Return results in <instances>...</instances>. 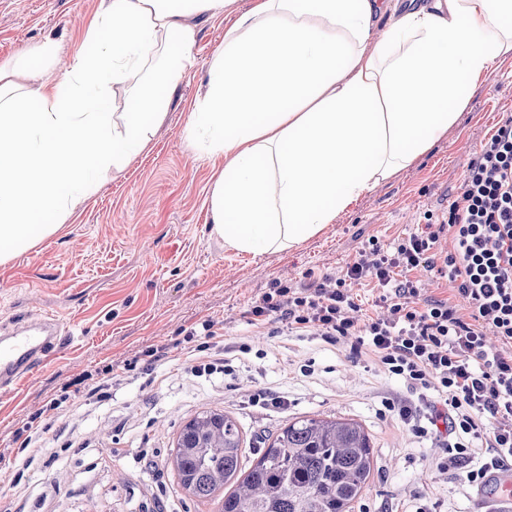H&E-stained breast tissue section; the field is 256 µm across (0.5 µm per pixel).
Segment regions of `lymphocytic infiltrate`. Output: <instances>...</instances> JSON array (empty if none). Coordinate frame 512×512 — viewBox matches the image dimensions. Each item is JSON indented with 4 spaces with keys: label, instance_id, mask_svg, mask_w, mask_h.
Returning a JSON list of instances; mask_svg holds the SVG:
<instances>
[{
    "label": "lymphocytic infiltrate",
    "instance_id": "lymphocytic-infiltrate-1",
    "mask_svg": "<svg viewBox=\"0 0 512 512\" xmlns=\"http://www.w3.org/2000/svg\"><path fill=\"white\" fill-rule=\"evenodd\" d=\"M448 251H436L441 235ZM446 277L455 299L422 298L413 270ZM378 292L387 315L359 317L352 285ZM248 325L288 330L383 364L416 394L390 404L419 438L437 439L443 470H464L471 449L493 451L465 481L484 484L491 469L512 464V113L471 160L460 193L440 223L427 224L386 250L360 251L338 278L284 285L254 299ZM193 375H233L224 324L207 320L187 331Z\"/></svg>",
    "mask_w": 512,
    "mask_h": 512
}]
</instances>
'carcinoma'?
<instances>
[{"label": "carcinoma", "instance_id": "obj_1", "mask_svg": "<svg viewBox=\"0 0 512 512\" xmlns=\"http://www.w3.org/2000/svg\"><path fill=\"white\" fill-rule=\"evenodd\" d=\"M242 444L232 415L204 410L181 427L165 467L188 496L219 499L217 512H350L372 471V441L362 424L303 416L258 449V460L230 491Z\"/></svg>", "mask_w": 512, "mask_h": 512}]
</instances>
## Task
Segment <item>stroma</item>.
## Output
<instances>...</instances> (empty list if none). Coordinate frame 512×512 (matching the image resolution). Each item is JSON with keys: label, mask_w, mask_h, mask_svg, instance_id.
<instances>
[{"label": "stroma", "mask_w": 512, "mask_h": 512, "mask_svg": "<svg viewBox=\"0 0 512 512\" xmlns=\"http://www.w3.org/2000/svg\"><path fill=\"white\" fill-rule=\"evenodd\" d=\"M99 0H0V61L50 39L67 68ZM192 65L165 100L149 145L132 153L54 234L0 265V322L33 313L61 319L60 353L0 388V505L10 512H215L186 498L164 460L180 427L203 410L233 415L243 432V468L261 437L305 415L354 419L372 436L374 469L354 512H473L476 488L439 466L442 449L385 414L405 396L382 364L351 362L344 350L255 331L242 319L254 297L305 273L337 275L370 241L390 246L440 219L466 169L503 115L512 112V55L489 69L448 131L413 164L340 212L299 247L262 256L226 250L211 236L209 192L223 168L184 136L190 114L224 46V18L195 17ZM222 321L246 343L235 374L194 377L177 341L181 330ZM167 349L146 374L147 353ZM139 368L110 398L91 396L124 364ZM312 372H303L305 364ZM273 391L287 407L253 399ZM69 393L48 432L53 458L19 470L17 433L52 398Z\"/></svg>", "instance_id": "stroma-1"}]
</instances>
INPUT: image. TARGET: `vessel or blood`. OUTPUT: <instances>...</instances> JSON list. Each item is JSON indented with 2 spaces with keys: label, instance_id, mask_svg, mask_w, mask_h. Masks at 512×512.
Here are the masks:
<instances>
[{
  "label": "vessel or blood",
  "instance_id": "obj_1",
  "mask_svg": "<svg viewBox=\"0 0 512 512\" xmlns=\"http://www.w3.org/2000/svg\"><path fill=\"white\" fill-rule=\"evenodd\" d=\"M64 336L52 315L26 316L0 325V387L32 373L45 356L60 351Z\"/></svg>",
  "mask_w": 512,
  "mask_h": 512
}]
</instances>
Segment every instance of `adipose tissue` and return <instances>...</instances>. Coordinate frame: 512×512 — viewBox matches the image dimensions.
<instances>
[{"label":"adipose tissue","mask_w":512,"mask_h":512,"mask_svg":"<svg viewBox=\"0 0 512 512\" xmlns=\"http://www.w3.org/2000/svg\"><path fill=\"white\" fill-rule=\"evenodd\" d=\"M100 0L70 68L51 41L0 62V264L55 232L163 117L192 17L233 15L186 127L224 160L212 235L255 255L300 246L412 164L512 53V0ZM388 24L373 30L380 18ZM130 84L120 121L116 86ZM54 223H44L45 215Z\"/></svg>","instance_id":"1"}]
</instances>
